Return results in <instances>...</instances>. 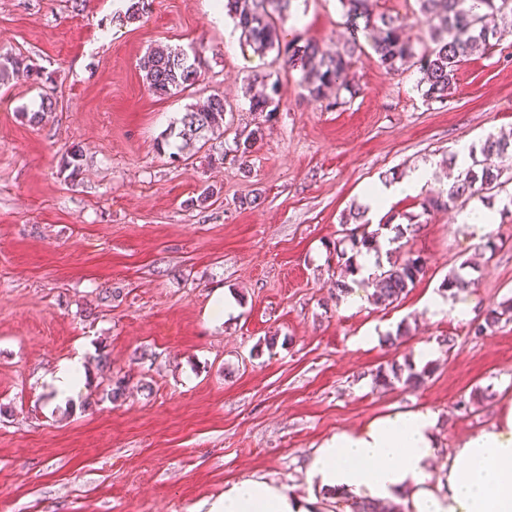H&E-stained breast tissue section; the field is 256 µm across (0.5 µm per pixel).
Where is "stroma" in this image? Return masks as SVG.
<instances>
[{"instance_id": "35a3bbf8", "label": "stroma", "mask_w": 512, "mask_h": 512, "mask_svg": "<svg viewBox=\"0 0 512 512\" xmlns=\"http://www.w3.org/2000/svg\"><path fill=\"white\" fill-rule=\"evenodd\" d=\"M213 2L150 0L120 24L113 0H0V54L28 57L55 98L33 126L22 112L38 108L40 86L22 74L0 86V512H209L247 479L336 512L307 478L326 439L432 410L438 487L458 439L512 401V322L472 332L512 298V183L485 234L456 208L423 214L419 194L377 215L420 218L393 252L419 253L426 273L398 303L374 304L351 275L338 293L335 251L343 212L369 185L423 165L436 181L455 178L445 160L459 146L512 134V34L468 56L442 102L423 97L416 69L386 71L361 41L360 93L330 109L308 97L299 68L243 44L233 19L216 22ZM284 30L325 50L349 36L339 0H294ZM157 45L198 51L194 87L149 91L139 64ZM266 74L280 85L269 117L247 94ZM213 95L231 103L232 128L262 138L240 160H172V123ZM75 144L85 158L69 177L60 166ZM207 184L221 187L218 200L195 205ZM456 271L475 281L469 318L427 316L421 303ZM109 288L116 297L102 300ZM221 291L239 311L219 321ZM401 325L409 337L389 346ZM424 347L434 372L423 387L375 384L378 367L418 362ZM78 353L88 381L54 403L47 377ZM119 377L124 397L106 399ZM477 388L485 397L473 405Z\"/></svg>"}]
</instances>
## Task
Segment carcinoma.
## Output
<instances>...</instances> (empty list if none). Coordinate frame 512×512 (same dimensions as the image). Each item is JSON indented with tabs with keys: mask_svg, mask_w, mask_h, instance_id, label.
<instances>
[{
	"mask_svg": "<svg viewBox=\"0 0 512 512\" xmlns=\"http://www.w3.org/2000/svg\"><path fill=\"white\" fill-rule=\"evenodd\" d=\"M294 0H224V11L235 21L243 39L261 54L276 53L302 70V83L310 98L327 100L337 107L359 94L360 88L349 79V71L357 49L358 32L371 41L380 65L387 71L415 67L421 74L419 84L424 86L423 95L442 102L448 98L457 83L460 63L468 55L483 52L491 41H501L504 31L497 20L512 19V0H415L417 14L425 25V34L419 43H412L404 34L400 18L376 14L370 8V0H339L350 38L336 51L323 50L312 40L298 38L288 40L282 27L291 16ZM148 0H128L125 12L115 15L121 23L134 20L144 14ZM199 56L187 57L181 48L158 45L149 49L140 60V68L148 89L158 97L171 96L192 88L200 77ZM26 73L34 81L41 80V73L26 63L22 55H0V80L9 79L18 72ZM264 92L252 98L249 111L267 112L278 102L279 83L262 80ZM232 112L230 104L219 95L209 98L200 108H191L179 119L170 132L181 140L184 150L201 142L208 144L219 139L230 129L224 125L226 113ZM262 136L258 128L234 132L232 151L244 157L253 143ZM84 149L76 145L64 158L65 168L71 174L80 170ZM470 164L462 170L447 191L427 194L422 203L423 211L454 208L477 197L487 205L507 182H512V140L489 134L479 149H471ZM368 207L351 205L341 224L344 239L351 251H336L343 275H353L359 269L357 257L371 248L374 239L386 230L401 237L407 229L417 224L414 216L406 217L407 224L387 222L369 230L366 219ZM426 262L419 255H410L402 261L388 260V265H378L375 274V303L389 305L407 294L421 280ZM471 281L459 274H452L443 282L444 290L456 296L466 291ZM512 320V304L504 302L488 310L484 323L475 328L479 335L501 321ZM432 373L430 364L418 369L407 361L392 364L390 369H376L374 380L390 388L415 391L422 387Z\"/></svg>",
	"mask_w": 512,
	"mask_h": 512,
	"instance_id": "1",
	"label": "carcinoma"
}]
</instances>
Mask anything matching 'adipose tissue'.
I'll return each mask as SVG.
<instances>
[{
    "instance_id": "obj_1",
    "label": "adipose tissue",
    "mask_w": 512,
    "mask_h": 512,
    "mask_svg": "<svg viewBox=\"0 0 512 512\" xmlns=\"http://www.w3.org/2000/svg\"><path fill=\"white\" fill-rule=\"evenodd\" d=\"M431 167L408 177L370 185L365 198L383 211L397 197L422 189ZM438 416L416 409L388 416L327 439L317 449L308 475L340 497L409 499L412 512H512V402L503 404L490 427L461 438L442 491L427 484L437 449ZM210 512H307L284 486L244 480L227 488Z\"/></svg>"
}]
</instances>
